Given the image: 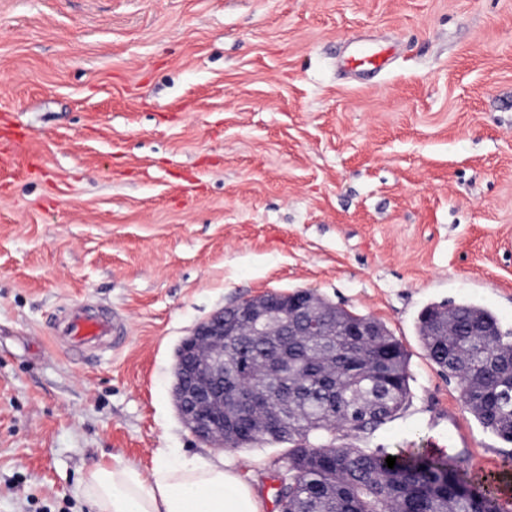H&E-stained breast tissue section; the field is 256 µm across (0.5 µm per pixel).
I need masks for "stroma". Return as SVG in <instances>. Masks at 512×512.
<instances>
[{
    "instance_id": "stroma-1",
    "label": "stroma",
    "mask_w": 512,
    "mask_h": 512,
    "mask_svg": "<svg viewBox=\"0 0 512 512\" xmlns=\"http://www.w3.org/2000/svg\"><path fill=\"white\" fill-rule=\"evenodd\" d=\"M383 71H348L362 46ZM0 512H90L111 458L214 457L175 409V350L214 311L314 291L382 322L411 396L340 444L431 451L483 429L416 327L469 300L512 327V0H0ZM124 322L117 349L52 339L71 307ZM288 452L227 453L264 512ZM392 49L384 48L379 51L377 50H361L354 53L347 59L349 67L357 69L368 68L374 71L385 70L391 61Z\"/></svg>"
}]
</instances>
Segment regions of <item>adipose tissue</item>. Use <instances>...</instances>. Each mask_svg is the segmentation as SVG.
<instances>
[{
  "mask_svg": "<svg viewBox=\"0 0 512 512\" xmlns=\"http://www.w3.org/2000/svg\"><path fill=\"white\" fill-rule=\"evenodd\" d=\"M78 496L92 512H262L260 499L223 458L200 457L142 471L121 460L87 469Z\"/></svg>",
  "mask_w": 512,
  "mask_h": 512,
  "instance_id": "ef3b65f1",
  "label": "adipose tissue"
}]
</instances>
